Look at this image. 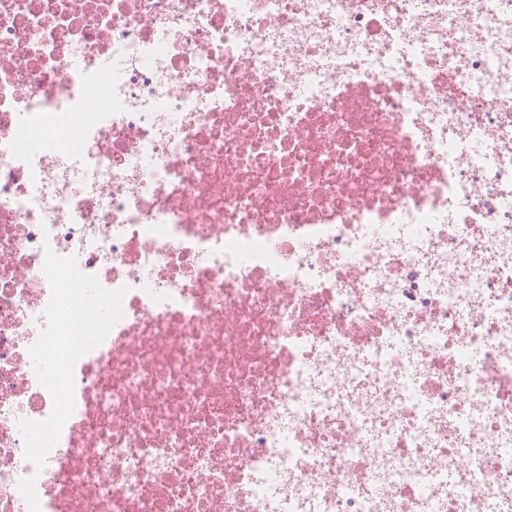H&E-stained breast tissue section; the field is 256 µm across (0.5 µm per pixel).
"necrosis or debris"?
<instances>
[{"mask_svg": "<svg viewBox=\"0 0 512 512\" xmlns=\"http://www.w3.org/2000/svg\"><path fill=\"white\" fill-rule=\"evenodd\" d=\"M0 512H512V0H0Z\"/></svg>", "mask_w": 512, "mask_h": 512, "instance_id": "necrosis-or-debris-1", "label": "necrosis or debris"}]
</instances>
